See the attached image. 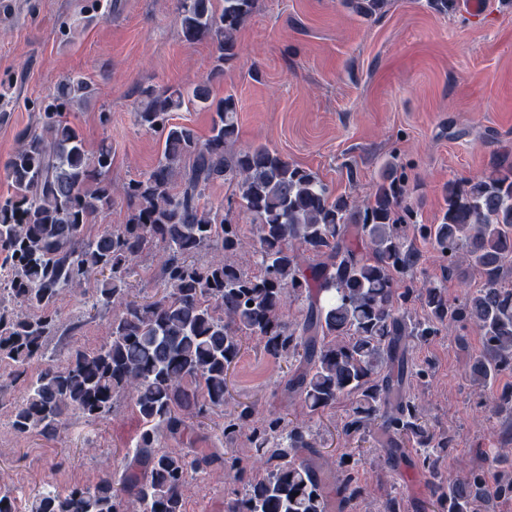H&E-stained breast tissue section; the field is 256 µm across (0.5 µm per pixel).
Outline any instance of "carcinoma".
<instances>
[{"mask_svg":"<svg viewBox=\"0 0 512 512\" xmlns=\"http://www.w3.org/2000/svg\"><path fill=\"white\" fill-rule=\"evenodd\" d=\"M391 2L344 5L369 20L388 12ZM254 4L222 0L218 9L214 0H178L184 41L210 43L215 59L206 78L189 88L141 91L136 121L161 131L164 146L139 179L113 185L106 178L112 146L103 142L88 153L64 120L68 107L93 94L74 75L59 81L40 127L19 134L5 164L12 193L0 199V365L27 377L12 428L57 438L71 416L107 417L122 395L144 424L121 474L92 487H44L30 512H185L188 478L207 471L217 456L208 448L164 449L160 439L224 407L228 371L243 342L255 336L268 356L290 363L286 387L303 413H322L350 398L345 436L379 428L392 467L406 459V447L415 448L436 512H481L491 495L512 497V479L491 485L484 473L471 471L446 481L439 462L448 454V439L430 431L424 404L406 391L409 378L428 377L409 362V345L447 324H474L483 332V348L469 368L473 383L485 388L512 371V288L503 276L512 263V162L443 184L438 222L422 224L406 203V175L392 161L382 166L371 196L359 201L334 193L315 172L266 145L237 147L235 98H213L211 85L238 59L237 34ZM185 106L212 113L205 141L192 127L170 122V113ZM217 180L236 186L234 204L251 216L254 240L202 203ZM118 197L130 211L127 222L88 234L92 218ZM416 236L448 260V272H478L481 288L451 303L447 288L418 281ZM157 246L164 251L160 291L149 302L126 300L135 262ZM246 248L258 257L252 273L234 260ZM207 249L218 251L210 262L192 260ZM306 252L319 261L305 264ZM91 283L92 308H119L107 341L28 375L58 332L59 297ZM416 298L427 310L422 320L409 312ZM304 300L299 316L288 318V306ZM254 411L246 406L225 418L224 443L233 442ZM251 438L266 472L251 478L226 512H329L324 472L299 457L317 447L308 425L272 419L253 428ZM334 490L341 510L364 493L343 460Z\"/></svg>","mask_w":512,"mask_h":512,"instance_id":"obj_1","label":"carcinoma"}]
</instances>
